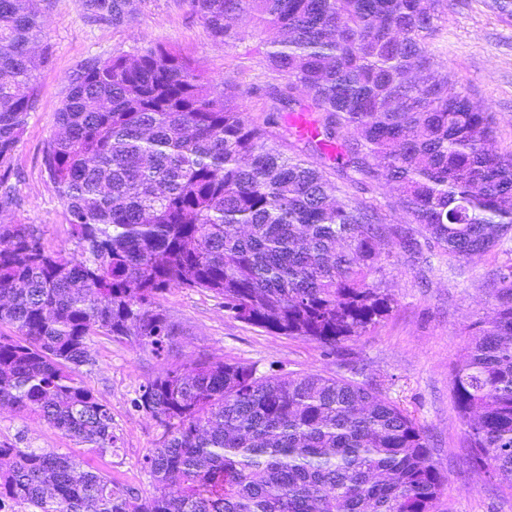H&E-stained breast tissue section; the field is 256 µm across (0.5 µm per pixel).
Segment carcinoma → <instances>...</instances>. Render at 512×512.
I'll return each instance as SVG.
<instances>
[{
  "label": "carcinoma",
  "mask_w": 512,
  "mask_h": 512,
  "mask_svg": "<svg viewBox=\"0 0 512 512\" xmlns=\"http://www.w3.org/2000/svg\"><path fill=\"white\" fill-rule=\"evenodd\" d=\"M209 35L240 40L250 15L273 34L268 131L230 90L213 97L164 46L89 61L56 110L43 152L79 251L45 249L31 225L0 224V406L33 412L101 454L111 408L78 378L104 335L158 355L174 325L157 297L211 291L249 324L334 349L390 312L380 278L395 246L457 260L512 238V154L491 113L438 59L448 0H186ZM120 25L133 0H84ZM50 55L40 0H0V208L11 158L39 104ZM306 113L311 136L284 112ZM290 144L293 153L282 150ZM345 162L327 175V148ZM398 193L405 225L338 181ZM451 370L473 466L512 495V265L490 286ZM165 428L142 467L154 492L119 490L82 461L0 441V505L28 512H436L448 478L421 425L371 386L320 373L263 376L201 358L140 388Z\"/></svg>",
  "instance_id": "carcinoma-1"
}]
</instances>
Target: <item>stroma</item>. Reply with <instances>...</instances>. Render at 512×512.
I'll return each mask as SVG.
<instances>
[{
  "instance_id": "35a3bbf8",
  "label": "stroma",
  "mask_w": 512,
  "mask_h": 512,
  "mask_svg": "<svg viewBox=\"0 0 512 512\" xmlns=\"http://www.w3.org/2000/svg\"><path fill=\"white\" fill-rule=\"evenodd\" d=\"M448 3L443 41L448 73L465 84L475 104L492 113L496 150L511 153L512 22L490 9V0ZM41 7L53 56L40 73L39 106L12 155L14 201L0 208V221L33 225L46 249L64 257L76 243L43 151L55 130V111L87 62L172 46L210 81L215 97L232 86L244 111L258 122L267 115L271 92L284 82L266 63L268 33L246 18L239 23L240 41L227 45L209 36L185 0H140L134 19L120 26L91 18L83 0H43ZM508 261L512 251L503 247L466 262L435 255L426 263L393 248L383 279L396 299L392 311L364 336L333 351L236 319L212 292L169 289L159 299L175 328L167 355L102 335L89 343L92 362L82 367L81 379L112 409L115 451L97 453L39 415L8 408H0V440L76 456L109 475L118 488L146 495L153 486L142 459L161 447L165 432L134 401L141 385L164 368L205 356L245 363L265 375L338 373L370 384L423 426L448 476L437 512H512V496L500 493L492 478L469 463L450 384V367L463 354L472 325L490 315L489 286Z\"/></svg>"
}]
</instances>
